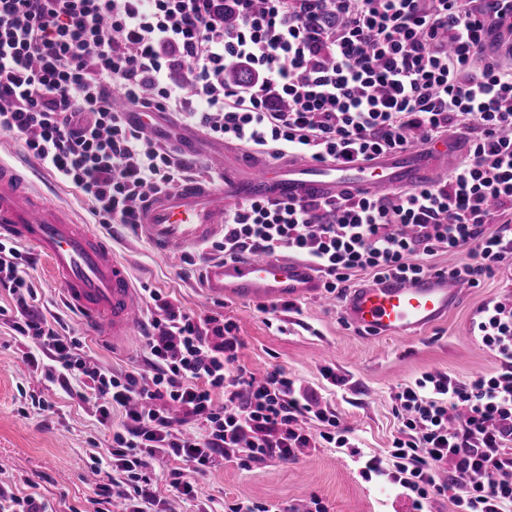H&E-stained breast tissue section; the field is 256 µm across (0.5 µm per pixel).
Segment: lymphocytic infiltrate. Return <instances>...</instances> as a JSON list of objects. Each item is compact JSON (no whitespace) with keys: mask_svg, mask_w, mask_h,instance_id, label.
Segmentation results:
<instances>
[{"mask_svg":"<svg viewBox=\"0 0 512 512\" xmlns=\"http://www.w3.org/2000/svg\"><path fill=\"white\" fill-rule=\"evenodd\" d=\"M501 31H512V0L477 10L466 0H0V132L19 136L100 223L132 227L147 192L175 187L189 170L142 134L133 112L179 113L274 161L338 164L463 125L469 153L446 180L390 197L250 200L225 216L216 249L294 253L330 294L361 274L422 275L441 252L469 254L448 269L468 284L512 279V65L492 50ZM241 67L251 81L227 82ZM116 97L126 112L113 109ZM31 263L0 240V291L15 302L0 317L39 346L49 382L97 401L100 423L112 427L110 464L127 487L124 512L156 503L150 468L161 458L183 462L170 485L190 499L193 475L233 456L245 466L350 447L349 429L284 368L258 377L239 366L233 322L153 289L147 368L90 364L79 338L34 311ZM471 333L498 359L495 375L428 373L402 388L395 414L406 433L386 456L396 467L374 456L361 469L398 488L409 512H425L435 495L455 512H512V303H485Z\"/></svg>","mask_w":512,"mask_h":512,"instance_id":"f902f5d3","label":"lymphocytic infiltrate"}]
</instances>
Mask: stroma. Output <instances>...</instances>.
<instances>
[{"mask_svg": "<svg viewBox=\"0 0 512 512\" xmlns=\"http://www.w3.org/2000/svg\"><path fill=\"white\" fill-rule=\"evenodd\" d=\"M26 175L59 205L73 211L92 232L108 239L112 251L127 267L136 288H153L185 311L218 315L237 325L244 343L239 363L262 375L280 366L310 388L319 406L335 411L341 426L354 432L362 455L384 456L400 423L394 414V395L400 387L424 373H447L467 381L492 375L495 357L470 333V323L488 300L512 301V286L501 276L483 278L465 287L448 317L413 336L369 338L342 318L341 295L295 301L292 307L261 310L257 303L212 300L202 293L199 271L213 257L210 246L187 249L179 259L158 256L135 229L100 224L89 202L71 185L59 181L39 164ZM29 281L38 293V311L58 317L71 333L81 337L89 361L105 362L114 372L143 366L141 333L113 342L90 328L63 299L60 282L44 257L29 268ZM27 345L19 342L9 323L0 320V485L26 489L36 485L49 512H98L96 484L111 486L113 504L125 497V487L113 482L111 467L92 475L93 459L105 457L112 445L111 426L100 424L94 401L67 395L25 364ZM331 359H324V351ZM332 366L345 386L326 385L321 370ZM36 393L51 403L41 411L28 407L26 394ZM177 460L163 458L153 466V481L162 504L172 512H197L210 500H239L280 504L293 512H308L312 499H321L326 512H402L403 502L378 479L361 477L344 448H303L293 462L274 459L239 466L225 461L198 476L195 498L176 501L169 487Z\"/></svg>", "mask_w": 512, "mask_h": 512, "instance_id": "35a3bbf8", "label": "stroma"}]
</instances>
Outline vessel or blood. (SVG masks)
Returning <instances> with one entry per match:
<instances>
[{
    "label": "vessel or blood",
    "mask_w": 512,
    "mask_h": 512,
    "mask_svg": "<svg viewBox=\"0 0 512 512\" xmlns=\"http://www.w3.org/2000/svg\"><path fill=\"white\" fill-rule=\"evenodd\" d=\"M446 153L412 145L369 164L317 165L293 159L277 168L256 157L242 178L228 176L217 185L189 178L175 190L151 193L138 226L158 254L174 258L223 235L227 204L255 197L329 198L348 191L390 195L436 183L445 173ZM4 237L22 240L47 258L67 302L92 325L114 337L136 328L141 297L110 244L31 191L12 166L0 163V239ZM202 282L208 296L231 300L289 302L320 294L313 265L290 255L214 259L205 265ZM460 296L457 280L445 274L373 280L350 293L343 312L366 335H411L447 317Z\"/></svg>",
    "instance_id": "obj_1"
}]
</instances>
